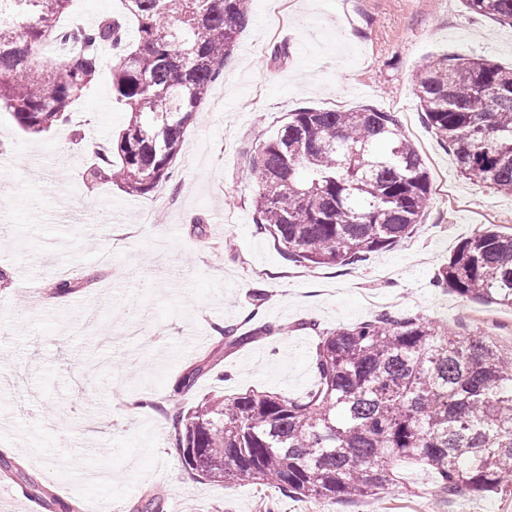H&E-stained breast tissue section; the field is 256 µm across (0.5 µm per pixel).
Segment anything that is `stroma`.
Wrapping results in <instances>:
<instances>
[{"instance_id":"35a3bbf8","label":"stroma","mask_w":512,"mask_h":512,"mask_svg":"<svg viewBox=\"0 0 512 512\" xmlns=\"http://www.w3.org/2000/svg\"><path fill=\"white\" fill-rule=\"evenodd\" d=\"M287 44V60L270 59ZM512 66V27L461 0H251L248 27L184 135L172 178L142 197L92 185L97 147L122 128L103 66L69 125L20 131L0 109V458L11 462L0 512H41L30 482L98 512H512V496L441 498L435 476L405 462L394 492L343 504L263 485L192 479L171 398L191 406L224 390L289 398L317 383V330L394 315L512 345V309L463 298L436 279L465 239L512 233V195L465 179L428 128L412 75L440 53ZM368 106L397 117L419 149L432 194L414 234L350 266L288 261L257 230L251 159L299 108ZM210 232L202 247L198 225ZM94 283L65 297L46 283ZM280 333L227 348L215 329ZM216 365L178 394L196 367Z\"/></svg>"}]
</instances>
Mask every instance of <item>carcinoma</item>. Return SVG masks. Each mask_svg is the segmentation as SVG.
Instances as JSON below:
<instances>
[{"label": "carcinoma", "instance_id": "cac0c4a2", "mask_svg": "<svg viewBox=\"0 0 512 512\" xmlns=\"http://www.w3.org/2000/svg\"><path fill=\"white\" fill-rule=\"evenodd\" d=\"M136 22L64 27L70 0H21L20 22L0 20V108L40 134L69 121L71 105L112 50V96L127 114L117 139L99 147L90 184L143 196L172 176L187 127L220 78L250 21L249 0H123ZM512 27V0H463ZM62 51L44 60L48 48ZM429 128L458 172L512 192V68L446 54L413 75ZM257 229L305 267L347 266L411 237L432 183L396 116L372 108H302L252 159ZM438 283L512 309V234L484 229L462 242ZM92 280L62 278L67 295ZM274 332L222 328L230 348ZM319 377L300 398L225 391L185 408L172 403L181 462L195 479L252 481L286 497L349 501L399 486L414 461L448 497L512 493V348L461 337L416 316L383 312L319 333Z\"/></svg>", "mask_w": 512, "mask_h": 512}]
</instances>
